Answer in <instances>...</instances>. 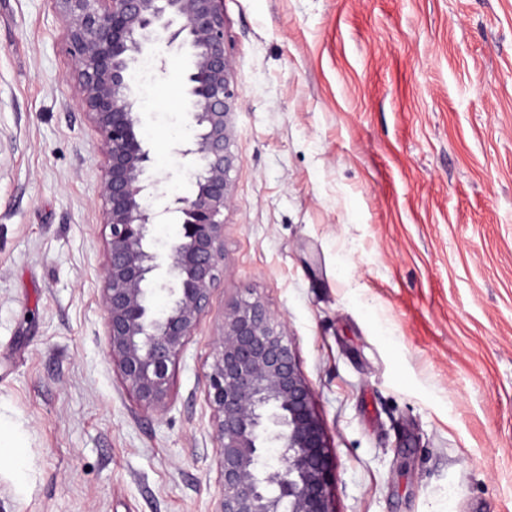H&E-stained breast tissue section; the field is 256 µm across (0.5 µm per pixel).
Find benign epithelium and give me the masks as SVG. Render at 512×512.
<instances>
[{"mask_svg":"<svg viewBox=\"0 0 512 512\" xmlns=\"http://www.w3.org/2000/svg\"><path fill=\"white\" fill-rule=\"evenodd\" d=\"M54 2L103 159L106 354L137 404L163 412L174 397L173 368L224 272L239 98L224 50V0ZM162 41L191 50L184 105L193 133L174 145L193 169L191 197L168 192L139 133L131 76ZM173 217L179 236L161 252L152 227ZM159 292L169 297L162 311L152 305ZM208 378L221 477L215 512H335L324 423L292 341L264 302L224 312Z\"/></svg>","mask_w":512,"mask_h":512,"instance_id":"obj_1","label":"benign epithelium"}]
</instances>
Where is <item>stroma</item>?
I'll return each instance as SVG.
<instances>
[{
	"label": "stroma",
	"mask_w": 512,
	"mask_h": 512,
	"mask_svg": "<svg viewBox=\"0 0 512 512\" xmlns=\"http://www.w3.org/2000/svg\"><path fill=\"white\" fill-rule=\"evenodd\" d=\"M54 0H0V512H215L207 398L225 311L290 336L336 512H512V0H224L240 92L224 274L141 408L105 352L99 136ZM186 49L133 84L173 194L194 182ZM25 455L22 440L12 435L7 422L0 417V473L10 470L17 479L19 490L24 487Z\"/></svg>",
	"instance_id": "stroma-1"
}]
</instances>
